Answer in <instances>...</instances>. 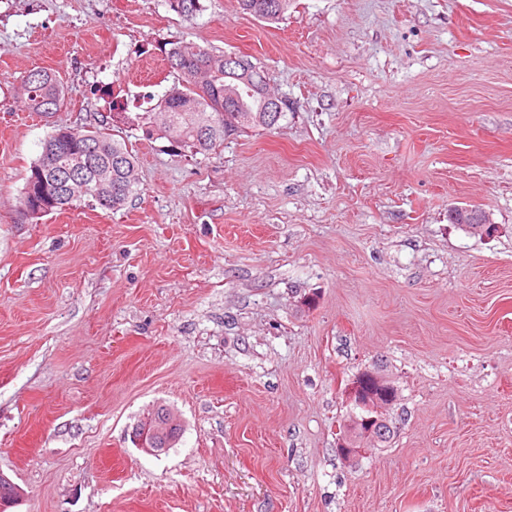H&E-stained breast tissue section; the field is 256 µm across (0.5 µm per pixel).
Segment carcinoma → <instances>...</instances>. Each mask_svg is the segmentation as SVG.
<instances>
[{"instance_id":"1","label":"carcinoma","mask_w":512,"mask_h":512,"mask_svg":"<svg viewBox=\"0 0 512 512\" xmlns=\"http://www.w3.org/2000/svg\"><path fill=\"white\" fill-rule=\"evenodd\" d=\"M170 8L182 17H193L201 10L200 0H168ZM266 0H237L239 9L258 20L276 23L288 10L289 0H280L281 9L260 11ZM175 83L158 102L142 112L122 116L127 131L142 133L153 141L165 138L191 153L205 154L224 143L229 133L245 129H270L262 96L250 87L266 88L263 70L251 60L249 84L236 94L238 113L252 117L249 124L235 122L233 112L224 111V54L183 41L171 43L162 51ZM65 92L56 75L43 69L28 71L21 79L17 102L31 112L58 111ZM137 187V158L125 141L105 129L74 130L56 126L42 143V150L30 167L19 206L32 211L29 222L40 219L44 208L62 211L81 201L104 210L122 208ZM109 200L104 205L100 198Z\"/></svg>"}]
</instances>
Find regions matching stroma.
I'll use <instances>...</instances> for the list:
<instances>
[{
    "instance_id": "obj_1",
    "label": "stroma",
    "mask_w": 512,
    "mask_h": 512,
    "mask_svg": "<svg viewBox=\"0 0 512 512\" xmlns=\"http://www.w3.org/2000/svg\"><path fill=\"white\" fill-rule=\"evenodd\" d=\"M0 0V473L10 512H512V0ZM244 55L290 108L206 155L126 140L137 195L23 223L53 126ZM58 73L64 106L16 105ZM485 211L480 236L449 219ZM382 365L395 435L353 464L345 390ZM183 431L154 456L150 405ZM276 1H280L281 9L272 13H264L259 11L261 9V5H263L266 0H237V3L242 13L249 14L256 19L267 23H277L280 19H282L283 15L288 10L289 0ZM65 92L56 75L43 69L28 71L21 79L17 102L30 112H57L64 105ZM168 413H169L168 415H169V419H170L171 423L175 424V426L170 429L169 433L168 432L166 433L165 427L160 430V433L164 437L170 438V440H171L170 446L168 447L167 444H165V445L163 444V445H161L163 448H158V447H160V444L157 442L155 437L147 434L146 431H142L137 425L131 431V435H130L131 440L136 445V447H138L139 449H141L142 451H144L147 454L159 455L160 453L167 451L179 440V438L181 436V432H182L181 425L177 424L175 422V419H177V417L172 412V410L170 408L168 409Z\"/></svg>"
}]
</instances>
